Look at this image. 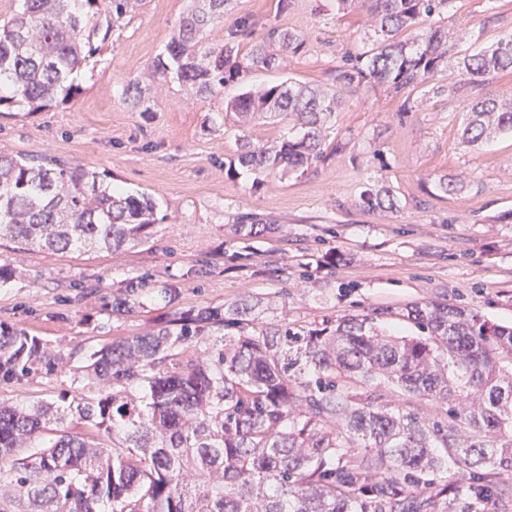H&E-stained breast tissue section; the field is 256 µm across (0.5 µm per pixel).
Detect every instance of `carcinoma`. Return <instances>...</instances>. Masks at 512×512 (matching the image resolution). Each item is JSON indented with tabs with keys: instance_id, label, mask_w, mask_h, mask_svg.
<instances>
[{
	"instance_id": "carcinoma-1",
	"label": "carcinoma",
	"mask_w": 512,
	"mask_h": 512,
	"mask_svg": "<svg viewBox=\"0 0 512 512\" xmlns=\"http://www.w3.org/2000/svg\"><path fill=\"white\" fill-rule=\"evenodd\" d=\"M0 24V108L36 111L75 88L131 0H19ZM180 21L152 82L177 80L199 97L264 69L304 44L279 27L240 55V37H211L226 0H200ZM371 43L336 67L354 94L430 85L469 101L463 137L512 135V99L481 93L512 73V31L452 56L446 26L418 28L452 0H360ZM414 31L408 41L397 35ZM337 95L290 80L224 105L242 117L270 112L304 132L274 146L244 142L228 160L258 174L321 161ZM369 208L395 206L382 186ZM154 204L101 188L100 174L58 160L0 155V239L67 252L147 240ZM244 299L190 310L92 354L88 389L67 405L0 403V512H509L512 487V326L437 301L374 308L322 322L271 317ZM399 316L409 335L387 332ZM224 330L213 339L212 332ZM54 366L25 332L0 330V378L34 362ZM98 432L92 441L66 426ZM458 479L448 481V465Z\"/></svg>"
}]
</instances>
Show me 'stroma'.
<instances>
[{
  "label": "stroma",
  "instance_id": "stroma-1",
  "mask_svg": "<svg viewBox=\"0 0 512 512\" xmlns=\"http://www.w3.org/2000/svg\"><path fill=\"white\" fill-rule=\"evenodd\" d=\"M191 0H136L78 71L66 103L0 112V154L35 155L106 172V184L156 204L149 239L117 250L57 253L0 241V325L37 338L55 366L0 380V402H54L87 389L91 354L189 309L242 298L287 302L304 324L354 310L445 300L512 325V136L462 142V98L366 88L344 95L324 129L323 159L305 173L257 181L227 161L243 137L278 144L287 122L239 125L224 103L246 88L291 80L335 90L343 57L365 51L367 15L336 0H228L215 35L249 22V53L267 27L305 46L278 72L256 71L214 97L176 82L148 86L150 111L124 94L164 55ZM439 24L482 30L491 44L512 30V0H453ZM462 181L439 191L441 177ZM390 186L395 208L365 209L364 191ZM251 224L255 233H236ZM133 297V312L118 314Z\"/></svg>",
  "mask_w": 512,
  "mask_h": 512
}]
</instances>
